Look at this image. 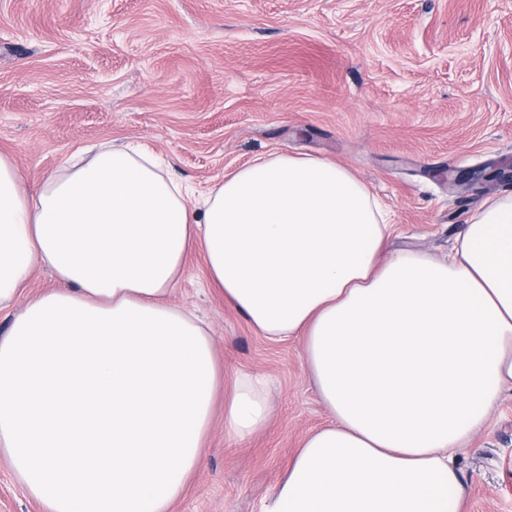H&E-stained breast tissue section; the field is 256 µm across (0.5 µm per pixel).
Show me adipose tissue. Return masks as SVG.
I'll return each instance as SVG.
<instances>
[{
  "label": "adipose tissue",
  "mask_w": 512,
  "mask_h": 512,
  "mask_svg": "<svg viewBox=\"0 0 512 512\" xmlns=\"http://www.w3.org/2000/svg\"><path fill=\"white\" fill-rule=\"evenodd\" d=\"M192 191L145 146L73 161L26 191L0 154V307L36 265L58 288L0 337V447L43 512H170L203 460L218 372L168 298L193 248L268 339L303 344L331 415L263 512H458L454 450L512 391V193L471 212L447 258L388 255L389 213L347 168L259 157ZM269 418L243 374L224 428Z\"/></svg>",
  "instance_id": "1"
}]
</instances>
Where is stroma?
<instances>
[{"mask_svg": "<svg viewBox=\"0 0 512 512\" xmlns=\"http://www.w3.org/2000/svg\"><path fill=\"white\" fill-rule=\"evenodd\" d=\"M138 142L201 192L259 156L327 159L387 207L389 252L445 255L512 192V0H0V153L24 184ZM169 301L204 322L222 386L262 375L271 407L238 441L216 400L172 512H261L328 420L302 345L261 336L197 249ZM456 458L461 512H512V396ZM0 512H42L2 452Z\"/></svg>", "mask_w": 512, "mask_h": 512, "instance_id": "35a3bbf8", "label": "stroma"}]
</instances>
